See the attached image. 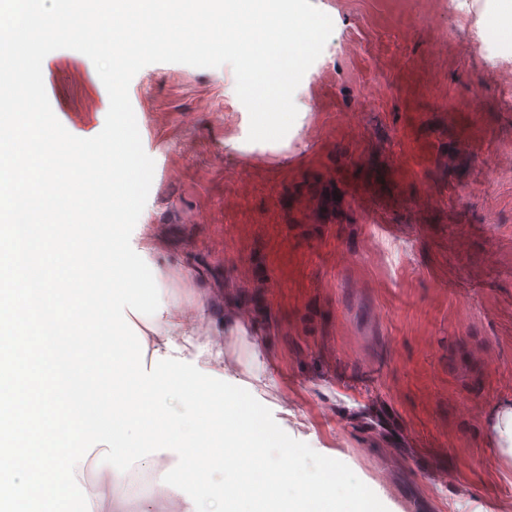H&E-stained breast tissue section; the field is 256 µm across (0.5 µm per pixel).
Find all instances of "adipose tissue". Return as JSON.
<instances>
[{"label": "adipose tissue", "mask_w": 512, "mask_h": 512, "mask_svg": "<svg viewBox=\"0 0 512 512\" xmlns=\"http://www.w3.org/2000/svg\"><path fill=\"white\" fill-rule=\"evenodd\" d=\"M154 250L151 241L132 246L125 237H118L113 247L100 254L110 276L105 287L95 291L93 300L105 319L124 317L131 307L143 311L136 337L139 368L129 400L156 404L172 396L183 397L193 408L194 422L188 427L181 417L165 415V441L144 445L139 444V434L130 426L118 429L109 423H95L67 447L66 453L80 459L92 449L105 448L114 458L138 457L144 469L164 472L167 485L179 489L183 512H220L222 491L236 460H224L221 467L210 470L213 493L209 496L184 480L180 463L189 445L223 430L227 406L218 401L215 384L224 377V352L214 348L205 336V309L185 315L179 322L173 319L172 303L159 287L161 272L150 259Z\"/></svg>", "instance_id": "ef3b65f1"}]
</instances>
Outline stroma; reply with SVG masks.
Instances as JSON below:
<instances>
[{
    "mask_svg": "<svg viewBox=\"0 0 512 512\" xmlns=\"http://www.w3.org/2000/svg\"><path fill=\"white\" fill-rule=\"evenodd\" d=\"M312 2L334 29L280 141H248L230 65L133 77L156 173L131 239L159 241L179 309L206 300L225 381L388 512H512L486 424L512 402V100L473 43L512 66V0ZM94 72L70 49L42 62L58 111L99 131Z\"/></svg>",
    "mask_w": 512,
    "mask_h": 512,
    "instance_id": "1",
    "label": "stroma"
}]
</instances>
